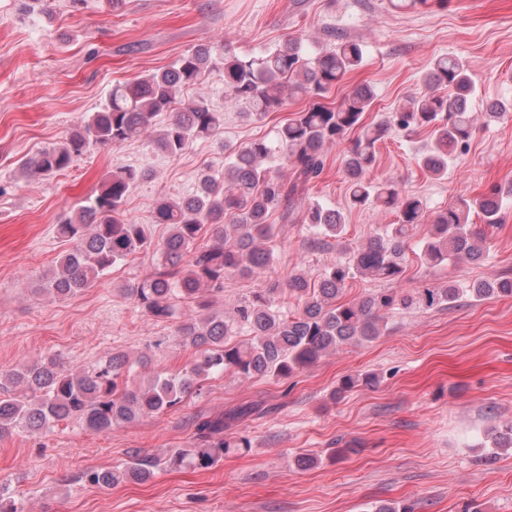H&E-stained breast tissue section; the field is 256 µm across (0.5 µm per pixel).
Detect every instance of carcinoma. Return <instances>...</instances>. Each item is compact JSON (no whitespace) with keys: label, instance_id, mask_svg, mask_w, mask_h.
Masks as SVG:
<instances>
[{"label":"carcinoma","instance_id":"1","mask_svg":"<svg viewBox=\"0 0 512 512\" xmlns=\"http://www.w3.org/2000/svg\"><path fill=\"white\" fill-rule=\"evenodd\" d=\"M364 56L362 43L344 38L310 53L289 37L249 58L225 44L200 45L167 69L114 85L103 107L89 113L68 138L19 164L25 179L62 172L92 147L140 139L163 113L168 120L152 143L171 158L181 156L194 142L216 136L222 125L220 113L206 102L179 100L208 68L224 71L228 102L250 120L282 110L289 96L309 102L278 127L275 141L256 138L225 158L224 177L203 171L192 194L179 201L159 199L153 223L168 229L159 244L143 225L125 218L130 188L142 177L141 171L129 167L112 172L94 197L57 225V233L71 246L41 277L37 291L67 299L91 287L117 263L153 250L161 261L138 283L122 289L123 296L157 320L173 317L180 299L192 304L193 313L177 322L175 334L197 355L178 373H157L134 388L127 383L132 363L123 353L111 354L84 373L72 372L54 356L0 368L1 437L16 430L39 432L70 418L94 432H107L114 425L181 405L216 374L286 380L343 346L373 341L384 330V315L393 310L428 311L490 297L512 298L510 277L467 288L396 287L405 273L407 240L413 227L424 223L425 207L396 181L366 178L377 163V144L391 131L409 137L427 130L430 142L418 153L416 164L431 176H447L449 162L457 150L468 146L476 128L469 107L475 81L462 60L438 58L422 77L425 92L367 124L364 115L375 98L370 84L353 88L336 102H325L328 90L360 69ZM354 130L356 138L347 140ZM343 143L349 206L376 201L394 212L397 222L348 248L347 257L329 267L316 284L294 272L283 282L252 289L235 305L232 317L212 309V298L224 292L225 277H256L272 266L270 243L280 225L270 223V217L278 212L281 221L294 220L292 198L323 174L327 150ZM276 151L290 164L293 176L267 166ZM510 198L512 185L494 184L477 197L462 194L436 212L422 248L424 264L437 267L483 259L489 229L501 224L504 201ZM473 213L482 223L470 221ZM302 223L314 244L331 239L340 243L347 231L342 214L319 202L309 205ZM356 278L385 287L347 299L345 290ZM243 331L248 338L237 339ZM375 382L373 374L346 375L331 398L340 400ZM197 433L193 446L172 450L164 459L137 452L121 467L92 468L82 479L103 488L141 483L152 479L162 465L209 470L224 456L250 447L245 437L224 438L222 417L200 422ZM489 439L494 451H512V420L492 428Z\"/></svg>","mask_w":512,"mask_h":512}]
</instances>
